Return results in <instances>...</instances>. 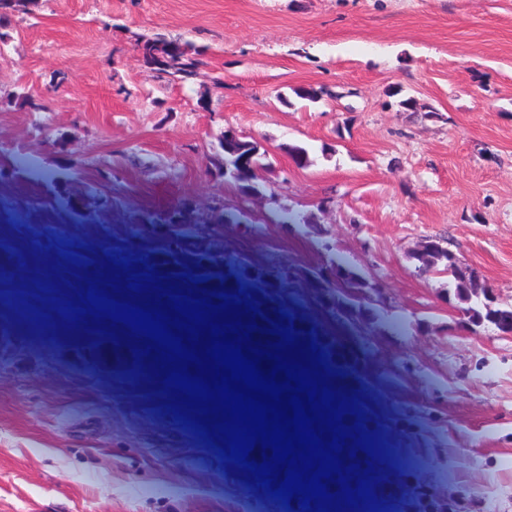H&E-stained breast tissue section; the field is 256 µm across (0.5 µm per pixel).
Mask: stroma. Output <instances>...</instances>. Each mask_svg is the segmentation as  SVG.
<instances>
[{"label": "stroma", "mask_w": 512, "mask_h": 512, "mask_svg": "<svg viewBox=\"0 0 512 512\" xmlns=\"http://www.w3.org/2000/svg\"><path fill=\"white\" fill-rule=\"evenodd\" d=\"M155 34L201 48L192 83L147 76ZM428 240L485 293L421 273ZM112 258L286 312L365 413L379 512H512V0H37L0 42V512H304L127 383L150 356L81 341Z\"/></svg>", "instance_id": "35a3bbf8"}]
</instances>
